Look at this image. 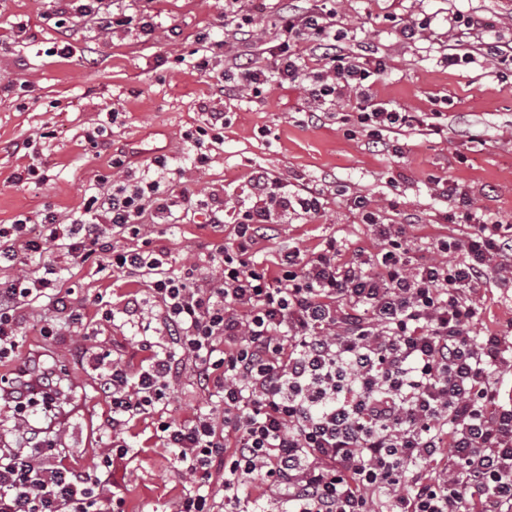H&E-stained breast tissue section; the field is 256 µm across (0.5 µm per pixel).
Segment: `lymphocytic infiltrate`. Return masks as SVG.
<instances>
[{"label": "lymphocytic infiltrate", "mask_w": 512, "mask_h": 512, "mask_svg": "<svg viewBox=\"0 0 512 512\" xmlns=\"http://www.w3.org/2000/svg\"><path fill=\"white\" fill-rule=\"evenodd\" d=\"M57 14L104 32L132 23L113 0H60ZM303 35L319 48L309 97L321 112L355 99L351 125L369 147L391 150L387 132L428 122L429 113L376 100L370 86L385 60L328 49L331 27L309 11L281 13L272 66L233 53L229 90L258 96L297 82ZM152 165L141 180L99 187L69 221L49 211L0 226V262L24 268L0 282L1 364L22 366L18 328L34 303L52 313L41 336L85 329L44 255L143 280L154 304L148 314L134 298L123 308L129 320L151 318L140 340L150 356L138 372L102 346L82 350L112 408V440L98 461L84 471L56 465L50 438L28 452L0 448V512H124L108 481L129 453L122 433L166 405L182 377L207 405L190 421L158 424L185 483L176 512H235L255 475L285 512H512V333L472 329L482 287L512 283L511 224L474 210L467 193L443 181L438 193L459 199L466 230L413 261L403 225L384 223L358 195L353 206L373 226L377 253L343 260L330 239L310 255L289 248L272 268L252 260V247L279 218L320 215L322 192L289 189L256 166L237 205L215 191L194 201L165 184L166 158ZM192 204L211 227L232 218L235 243L176 269L151 250L147 223H176ZM53 377L46 370L14 390L5 404L12 427L54 411L62 393Z\"/></svg>", "instance_id": "lymphocytic-infiltrate-1"}]
</instances>
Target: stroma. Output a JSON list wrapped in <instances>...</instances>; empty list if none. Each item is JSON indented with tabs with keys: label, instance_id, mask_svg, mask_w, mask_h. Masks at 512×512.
<instances>
[{
	"label": "stroma",
	"instance_id": "35a3bbf8",
	"mask_svg": "<svg viewBox=\"0 0 512 512\" xmlns=\"http://www.w3.org/2000/svg\"><path fill=\"white\" fill-rule=\"evenodd\" d=\"M125 6L131 15L152 17L155 32L105 33L77 18L57 28L50 19L55 0H0V225L21 214L50 210L65 220L81 212L100 177L112 173L111 152H98L85 138L96 126L105 128L135 175L155 157H167L177 190H217L233 202L254 165L288 184L323 190V216L279 224L273 239L255 245L257 259L270 265L282 248L312 250L331 238L348 254L358 247L376 252L371 227L349 204L355 195L367 197L386 222L404 225L416 247L459 237L462 226L445 219L456 205L437 195V178H452L474 206L512 225V64L487 54L497 44L512 57V0H260L261 42L273 39L284 7L330 11L331 24L346 34L340 43L345 53L386 60L373 86L376 99L411 112L441 113V133L423 127L395 133V154L347 136L348 102L339 103L333 117L308 122L304 114L312 104L300 87L257 97L219 95L223 51L207 49L197 37L207 32L212 40L224 39V0H126ZM426 15L433 19L430 28L410 39L401 36L400 26ZM458 16L474 19L475 27L450 28ZM66 44L71 54H61ZM208 51L214 67L204 74L194 63ZM451 55L464 57V64L447 65ZM211 112L228 119L224 141L208 146V162L197 167L183 135ZM26 139L31 149L12 150V143ZM32 165L37 175L17 181ZM151 239L153 249L178 266L232 242L234 229L228 224L215 231L194 208L179 223L155 226ZM61 284L73 287L97 344L139 368L147 353L138 328L120 310L133 295L151 303L147 284L101 274L90 263L65 266ZM99 295L117 308L114 322L101 320L94 302ZM48 316L47 307L27 309L22 352L41 354L78 405L67 446L56 458L84 470L112 439L110 407L94 372L81 362L83 339L38 335L36 325ZM202 403L184 378L172 386L167 409L127 426L124 438L134 455L112 471V490L123 497L125 512H175L183 486L157 426L163 418L191 419Z\"/></svg>",
	"mask_w": 512,
	"mask_h": 512
}]
</instances>
